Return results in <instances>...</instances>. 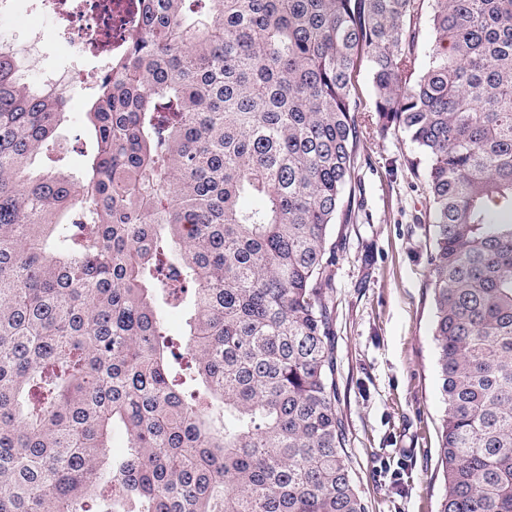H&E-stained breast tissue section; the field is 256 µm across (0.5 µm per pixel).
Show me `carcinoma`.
Returning a JSON list of instances; mask_svg holds the SVG:
<instances>
[{
  "label": "carcinoma",
  "instance_id": "1",
  "mask_svg": "<svg viewBox=\"0 0 512 512\" xmlns=\"http://www.w3.org/2000/svg\"><path fill=\"white\" fill-rule=\"evenodd\" d=\"M136 4L80 196L0 44V512H367L327 297L363 66L424 164L437 512H512V0Z\"/></svg>",
  "mask_w": 512,
  "mask_h": 512
}]
</instances>
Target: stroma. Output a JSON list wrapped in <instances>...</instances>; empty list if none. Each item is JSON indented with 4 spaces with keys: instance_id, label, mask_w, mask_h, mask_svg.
Listing matches in <instances>:
<instances>
[{
    "instance_id": "stroma-1",
    "label": "stroma",
    "mask_w": 512,
    "mask_h": 512,
    "mask_svg": "<svg viewBox=\"0 0 512 512\" xmlns=\"http://www.w3.org/2000/svg\"><path fill=\"white\" fill-rule=\"evenodd\" d=\"M42 30L35 70L72 69L81 84L68 91L65 116L37 169H61L82 187L96 150L87 102L104 59L76 53L60 22L40 0H19L0 15V32ZM363 144L352 172V221L336 225L331 241L336 276L327 290L333 309L336 408L353 476L367 512H437L444 492L437 427L443 403L431 336L427 288L432 227L423 168L402 134L383 133L370 108L367 72L355 80Z\"/></svg>"
}]
</instances>
